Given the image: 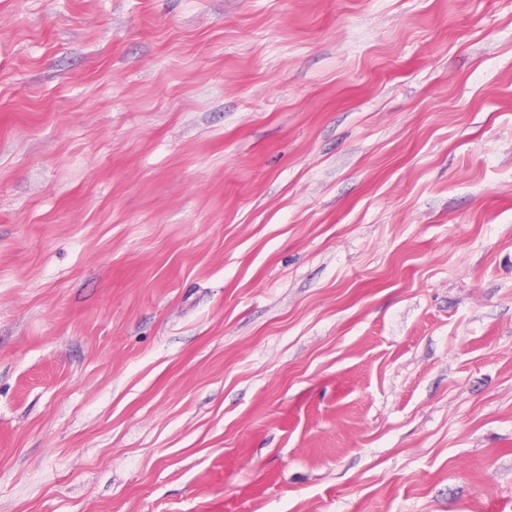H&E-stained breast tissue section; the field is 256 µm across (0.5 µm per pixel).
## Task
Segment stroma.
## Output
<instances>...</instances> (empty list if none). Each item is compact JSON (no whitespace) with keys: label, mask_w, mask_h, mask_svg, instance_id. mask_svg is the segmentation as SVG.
Segmentation results:
<instances>
[{"label":"stroma","mask_w":512,"mask_h":512,"mask_svg":"<svg viewBox=\"0 0 512 512\" xmlns=\"http://www.w3.org/2000/svg\"><path fill=\"white\" fill-rule=\"evenodd\" d=\"M0 512H512V0H0Z\"/></svg>","instance_id":"35a3bbf8"}]
</instances>
